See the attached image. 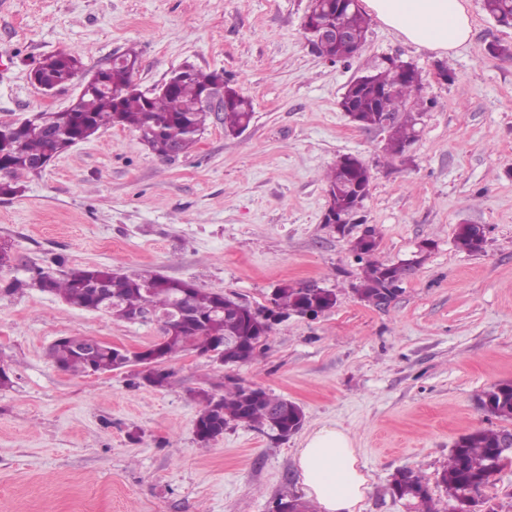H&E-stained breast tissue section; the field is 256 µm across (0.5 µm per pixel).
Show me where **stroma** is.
<instances>
[{
  "mask_svg": "<svg viewBox=\"0 0 512 512\" xmlns=\"http://www.w3.org/2000/svg\"><path fill=\"white\" fill-rule=\"evenodd\" d=\"M309 0H0V120L59 111L79 83L46 96L29 78L45 56L79 53L85 69L135 50L149 90L185 63L232 76L253 101L247 130L225 135L219 116L169 160L120 126L24 178L0 198V512H271L302 490L293 463L300 433L274 442L237 426L209 444L195 436L189 393H223L224 376L299 404L303 430L332 420L355 437L370 490L362 512H412L393 497L398 470L428 484L437 512L450 503L439 475L454 444L476 430L512 429L478 396L512 380V25L466 0L470 43L448 54L417 47L378 20L349 64L308 42ZM414 66L425 103L400 157L386 135L351 122L347 85L383 58ZM343 155L371 170L365 225L351 236L323 222L324 173ZM480 224L482 252L457 248L461 223ZM374 227L375 260L421 255L386 307L355 291L364 264L352 237ZM56 272L144 269L194 282L255 307L283 284L317 281L334 307L274 325L254 358L233 369L182 352L155 388L137 367L75 376L47 356L62 336L127 347L155 342L152 322L72 308L31 283ZM19 287L11 293L2 287Z\"/></svg>",
  "mask_w": 512,
  "mask_h": 512,
  "instance_id": "1",
  "label": "stroma"
}]
</instances>
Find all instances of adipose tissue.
Masks as SVG:
<instances>
[{"instance_id":"obj_1","label":"adipose tissue","mask_w":512,"mask_h":512,"mask_svg":"<svg viewBox=\"0 0 512 512\" xmlns=\"http://www.w3.org/2000/svg\"><path fill=\"white\" fill-rule=\"evenodd\" d=\"M380 22L415 46L449 53L471 40L465 0H363ZM302 490L319 512H361L369 478L356 441L343 426L325 422L308 431L294 453Z\"/></svg>"}]
</instances>
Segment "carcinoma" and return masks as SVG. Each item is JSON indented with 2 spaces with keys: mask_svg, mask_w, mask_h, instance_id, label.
Returning a JSON list of instances; mask_svg holds the SVG:
<instances>
[{
  "mask_svg": "<svg viewBox=\"0 0 512 512\" xmlns=\"http://www.w3.org/2000/svg\"><path fill=\"white\" fill-rule=\"evenodd\" d=\"M483 8L497 22L512 23V0H483ZM310 9L329 24L345 30L350 40L328 39L315 50L332 63H347L356 49L364 45L369 18L359 7L341 0H311ZM138 55L128 50L104 68V89L87 91L78 96L65 111L39 112L21 122L0 121V197L13 198L23 192L22 178L33 173V161L58 156L71 148L77 138L88 140L100 128L129 127L139 131L148 147L157 156L169 159L177 148L190 151L205 130L211 111L197 106L203 91L212 85L216 72L203 73L192 65L181 68L180 77L170 91L150 93L128 90L134 80ZM81 58L76 53L47 56L33 71L39 83L54 86L79 72ZM370 86L347 88L341 108L352 111L357 125L386 133L384 151L400 156L416 137V126L423 112L415 92L419 73L404 72L386 60L370 72ZM224 133L237 136L250 125L253 104L237 90L230 78H224ZM372 175L358 158H353L351 170L341 171L333 165L327 174V209L345 218L348 224L362 223L358 219L364 199L369 194ZM455 241L459 248L478 252L486 243L484 230L476 224L458 226ZM377 249L375 230L366 228L353 243L358 257L370 256ZM408 274L405 265L368 260L357 292L368 299L379 297L382 288H397ZM33 284L41 291L59 297L67 305L101 312L114 319L129 321L137 313L151 307L171 319L164 329L168 339L162 356L168 360L187 346L207 349L212 342L221 345L224 338H235L239 346L230 356L234 364L252 359L258 346L254 337L261 326L249 306L222 293L204 291L190 281L158 279L149 272L127 274L106 268H72L57 274L52 268L33 269ZM331 290L313 295L301 285L284 284L271 299L276 316L295 312L304 314L312 301L324 311L336 304ZM74 337L62 336L48 349L53 364L74 375L112 371V350L108 347L78 351ZM195 398L200 406L195 434L198 442L208 444L231 426L245 425L262 430L268 436L282 440L297 430L303 412L295 403H283L284 410L274 416L267 411L273 396L260 391V398L248 401L241 385L224 387V393L200 390ZM482 406L490 415L512 420V381H501L484 392ZM500 430H478L463 436L453 448L440 482L455 502L453 512H498L497 504L481 497V491L495 474V461L504 454L500 448ZM392 493L400 499H415L421 512H434L431 496L422 476L411 469L399 470L392 483Z\"/></svg>",
  "mask_w": 512,
  "mask_h": 512,
  "instance_id": "cac0c4a2",
  "label": "carcinoma"
}]
</instances>
